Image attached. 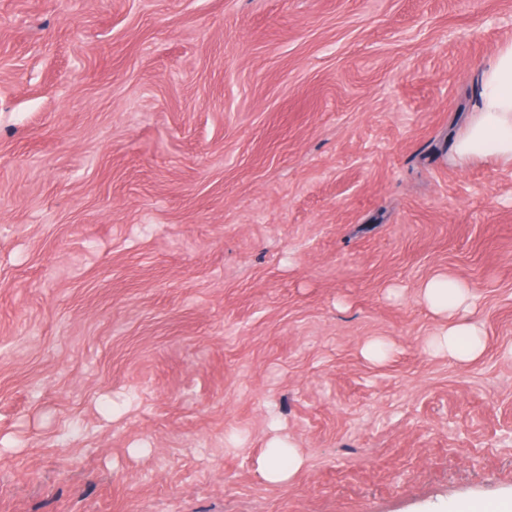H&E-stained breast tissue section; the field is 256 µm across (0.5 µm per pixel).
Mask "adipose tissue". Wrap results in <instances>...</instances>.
Masks as SVG:
<instances>
[{
    "instance_id": "obj_1",
    "label": "adipose tissue",
    "mask_w": 512,
    "mask_h": 512,
    "mask_svg": "<svg viewBox=\"0 0 512 512\" xmlns=\"http://www.w3.org/2000/svg\"><path fill=\"white\" fill-rule=\"evenodd\" d=\"M479 152L512 162V42L503 44L484 68L478 110L456 146L463 163ZM422 294L431 313L443 321L436 348L459 361L479 357L483 347L476 326L457 316L468 299L466 288L435 276L424 283Z\"/></svg>"
}]
</instances>
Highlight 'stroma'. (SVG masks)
Here are the masks:
<instances>
[{
	"instance_id": "35a3bbf8",
	"label": "stroma",
	"mask_w": 512,
	"mask_h": 512,
	"mask_svg": "<svg viewBox=\"0 0 512 512\" xmlns=\"http://www.w3.org/2000/svg\"><path fill=\"white\" fill-rule=\"evenodd\" d=\"M506 42L512 0H0V512L512 500V163L453 154ZM422 288L428 309L442 319V326L434 341L436 348L459 361H470L479 357L483 347L477 327L455 317L468 299L467 289L446 276L432 277ZM464 338L469 341L467 346L461 344ZM270 448L268 453L259 459V471L263 479L270 483L285 482L301 468L303 460L295 449L284 441H276ZM280 448L288 450V463L284 462L281 451L277 450Z\"/></svg>"
}]
</instances>
